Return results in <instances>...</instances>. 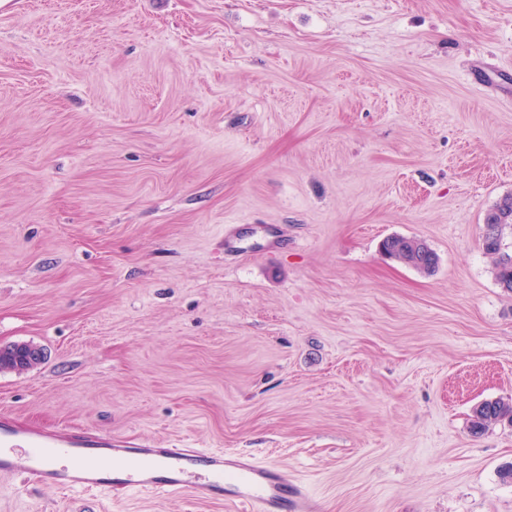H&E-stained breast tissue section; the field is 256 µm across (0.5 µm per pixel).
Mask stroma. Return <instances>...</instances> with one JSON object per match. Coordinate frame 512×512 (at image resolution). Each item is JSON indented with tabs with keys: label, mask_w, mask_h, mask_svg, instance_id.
<instances>
[{
	"label": "stroma",
	"mask_w": 512,
	"mask_h": 512,
	"mask_svg": "<svg viewBox=\"0 0 512 512\" xmlns=\"http://www.w3.org/2000/svg\"><path fill=\"white\" fill-rule=\"evenodd\" d=\"M512 0H0V417L235 450L322 512H512ZM425 241L426 274L384 256ZM0 512H242L0 475ZM487 221L493 231H485L483 249L494 264L496 278L502 288L512 291V254L503 250V239L507 231L512 234V198H506L488 215ZM414 239L415 238L400 236L389 237L382 243V250L388 256L395 258L396 261L411 266L420 272H433L437 263L436 254L433 250L429 249L428 255L422 259V257L414 250ZM417 260H424L426 265L424 266L419 264ZM512 423V401L497 398L482 402L481 407L476 406L470 424L473 434H481L491 425L505 422Z\"/></svg>",
	"instance_id": "obj_1"
}]
</instances>
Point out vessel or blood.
<instances>
[{
  "mask_svg": "<svg viewBox=\"0 0 512 512\" xmlns=\"http://www.w3.org/2000/svg\"><path fill=\"white\" fill-rule=\"evenodd\" d=\"M0 473L65 490L183 493L246 512H320L321 505L284 468L242 454L153 448L99 434L87 441L0 422Z\"/></svg>",
  "mask_w": 512,
  "mask_h": 512,
  "instance_id": "vessel-or-blood-1",
  "label": "vessel or blood"
}]
</instances>
